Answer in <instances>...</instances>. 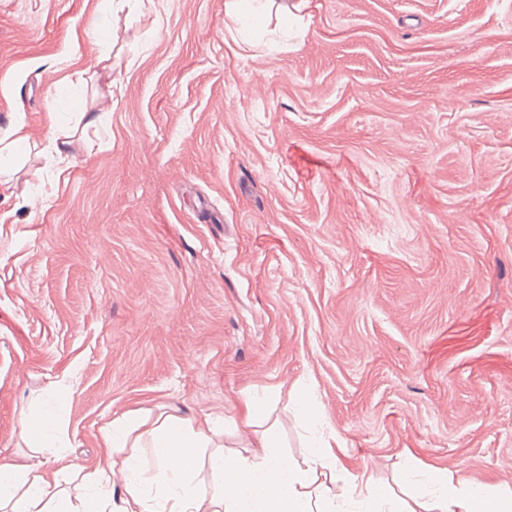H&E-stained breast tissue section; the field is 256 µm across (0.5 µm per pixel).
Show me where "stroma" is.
Returning <instances> with one entry per match:
<instances>
[{
  "label": "stroma",
  "mask_w": 512,
  "mask_h": 512,
  "mask_svg": "<svg viewBox=\"0 0 512 512\" xmlns=\"http://www.w3.org/2000/svg\"><path fill=\"white\" fill-rule=\"evenodd\" d=\"M227 2L0 0V457L274 393L299 459L305 392L377 483L512 490V0Z\"/></svg>",
  "instance_id": "stroma-1"
}]
</instances>
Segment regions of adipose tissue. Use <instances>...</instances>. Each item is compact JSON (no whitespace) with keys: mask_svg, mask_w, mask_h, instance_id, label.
<instances>
[{"mask_svg":"<svg viewBox=\"0 0 512 512\" xmlns=\"http://www.w3.org/2000/svg\"><path fill=\"white\" fill-rule=\"evenodd\" d=\"M240 420L241 448L229 452L223 431L192 419L123 414L104 427V446L89 472L22 424L25 462L0 458V512H340L352 499L367 512H414L366 471L339 462L330 444L301 461L277 454L265 399L248 397ZM149 462L156 467L151 478L144 475ZM422 508L512 512V490L477 489L463 478L452 484L438 469Z\"/></svg>","mask_w":512,"mask_h":512,"instance_id":"adipose-tissue-1","label":"adipose tissue"}]
</instances>
